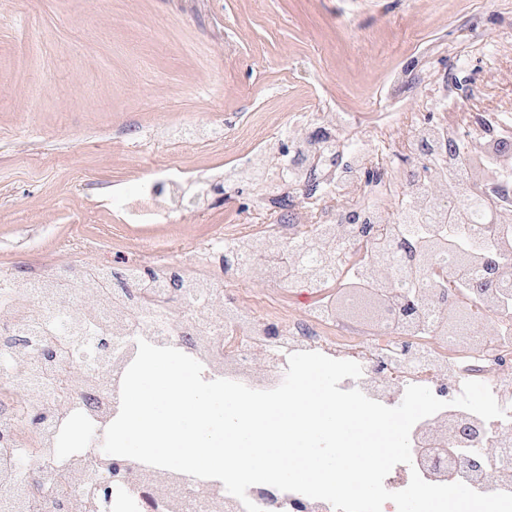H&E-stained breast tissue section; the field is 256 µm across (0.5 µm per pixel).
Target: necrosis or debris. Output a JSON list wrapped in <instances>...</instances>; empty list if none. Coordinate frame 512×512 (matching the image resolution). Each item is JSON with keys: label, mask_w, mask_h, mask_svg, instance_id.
<instances>
[{"label": "necrosis or debris", "mask_w": 512, "mask_h": 512, "mask_svg": "<svg viewBox=\"0 0 512 512\" xmlns=\"http://www.w3.org/2000/svg\"><path fill=\"white\" fill-rule=\"evenodd\" d=\"M340 126V115L324 114L315 127L301 130L309 140L305 160L299 162L288 153H281V166L288 171L281 194H289L294 204L304 203V176L311 159L322 151V135L331 132L335 135L334 146L342 150L341 165L324 174L323 194L355 205L369 203L374 228L382 229L391 223L389 200H398L405 207L432 188L445 187L449 182L460 193H468L472 178L465 161L476 152L498 166L499 176L493 183L498 205L504 212L512 213V164L505 162L500 150L501 141L512 134L511 114H488L474 140L465 136L455 119L430 116L417 123L405 146L422 167L415 183L391 175L387 159L398 147L390 136H383L378 146L345 143L337 136ZM424 139L452 144L453 152L423 155L420 142ZM369 167L380 173L379 182L363 179L362 173ZM211 191L209 181L192 178L178 168H166L141 182V202L126 206L123 219L129 224L168 220L177 216L183 199L204 201ZM319 224H336L341 228L336 236L334 287L343 286L370 259L374 246L362 225L345 223L343 212L337 209L323 210L312 224L300 215L287 224L261 225L248 237L233 230L200 246L202 265L213 270L206 281L220 290L224 299V320L211 331L215 351L237 365L235 381L257 390L278 386L288 367L289 355L301 351L359 363L361 376L344 379L341 389H360L389 407L400 404L407 386H427L437 398L448 401L449 406L413 426L410 442L414 463L394 466L384 481L385 487L402 490L415 472L434 484L458 480L477 483L475 477L469 476L463 458H455L437 469L423 464L421 458L439 441L436 425L452 426L462 418L478 430L482 440L512 457V320L497 319L494 329L480 344L469 348L455 336L415 335L391 310L373 322L341 318L332 303L334 288L310 289L301 318L288 321L282 320L271 305L260 307L236 294L233 286L242 270L225 265L224 257L235 256L251 239L272 249L298 245ZM86 272L83 265L68 269L69 287L56 295L47 289L53 275L47 265H31L23 281L11 270L0 269V300L11 301L19 293H26L29 303L42 311L59 339V351L49 362L42 355L44 336L30 329L24 313L0 320V347L10 351L23 347L31 363L28 394L17 400L12 397L17 383L15 370L0 372V512H219V504L230 498L221 481L181 473L170 483L151 484L143 479L148 465L129 460L123 468L111 470L104 464L106 455L102 449L85 444L90 429L102 433L110 425L112 396L121 390L120 381L101 378L105 364L97 350L96 331L83 333L75 343L66 341L68 317L85 306ZM193 318L194 312L185 299H166L162 309L144 316L148 342L179 347L182 331ZM260 347L268 351L271 370L265 383L247 374ZM469 380L487 384L506 410V417L486 421L451 406V399L461 393ZM33 413L42 417V431L37 435L25 427L27 417ZM104 483L110 487L106 495L99 490ZM247 496L262 512H334L327 502L264 484L251 486Z\"/></svg>", "instance_id": "necrosis-or-debris-1"}]
</instances>
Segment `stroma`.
Wrapping results in <instances>:
<instances>
[{
	"label": "stroma",
	"instance_id": "1",
	"mask_svg": "<svg viewBox=\"0 0 512 512\" xmlns=\"http://www.w3.org/2000/svg\"><path fill=\"white\" fill-rule=\"evenodd\" d=\"M446 77L472 116L512 113V0H0V267H195L262 199L245 187L172 224L123 223L141 180L223 172L325 112L346 140L410 139L419 81ZM238 288L292 317L305 297Z\"/></svg>",
	"mask_w": 512,
	"mask_h": 512
}]
</instances>
